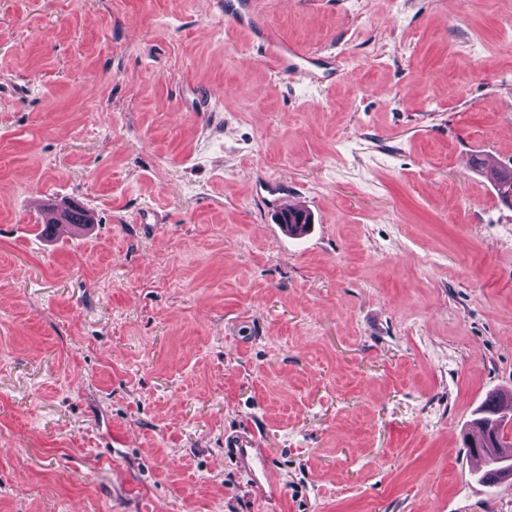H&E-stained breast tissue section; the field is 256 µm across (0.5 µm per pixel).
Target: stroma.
<instances>
[{"mask_svg": "<svg viewBox=\"0 0 512 512\" xmlns=\"http://www.w3.org/2000/svg\"><path fill=\"white\" fill-rule=\"evenodd\" d=\"M257 2L0 0V512H512V0ZM264 54L268 57L274 68L285 75L303 74L308 71L307 65H317L321 59L307 55L292 44L279 42L274 50L267 46ZM280 205L283 206L284 210L289 209L288 204L285 201H281ZM281 220L284 222H281ZM310 222L309 213L302 209L294 208L281 214L279 224H285L289 234L300 235L307 231ZM510 412L512 393L495 390L485 396L475 414V424L482 427V432L473 435L467 447L472 457H479L484 463L485 469L477 473L481 483L493 485L505 481L502 474L508 463L500 462L487 448H512V429L507 426L512 420L511 416L508 419ZM228 446L235 449V453L247 464L252 473L255 484L259 487L265 485L274 488L279 476L270 456L261 450L259 434L254 430L233 435L228 440Z\"/></svg>", "mask_w": 512, "mask_h": 512, "instance_id": "obj_1", "label": "stroma"}]
</instances>
